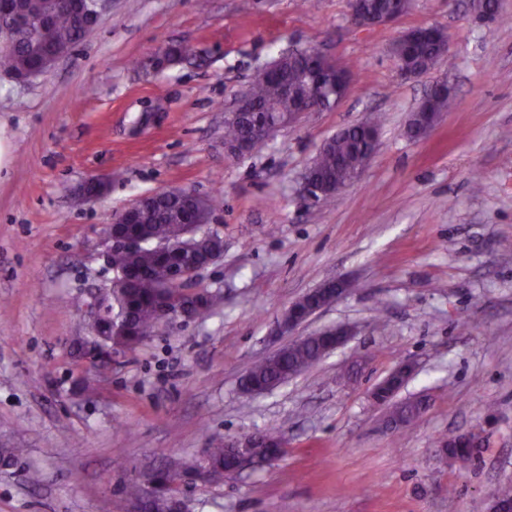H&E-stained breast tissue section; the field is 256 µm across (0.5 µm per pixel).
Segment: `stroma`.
<instances>
[{"mask_svg":"<svg viewBox=\"0 0 512 512\" xmlns=\"http://www.w3.org/2000/svg\"><path fill=\"white\" fill-rule=\"evenodd\" d=\"M438 26L450 52L402 77L391 52ZM190 55L159 67L158 50ZM316 46L353 63L349 94L251 153L229 157L224 121L255 73ZM455 106L420 139L411 113L439 78ZM382 114L377 150L334 205L298 181L321 144ZM101 199L76 204L89 176ZM184 189L212 201L223 258L198 285L203 320L160 326L101 371L76 359L77 297L108 285L103 225L138 196ZM353 288L292 333L288 307L325 280ZM339 324L344 347L271 392L239 389L276 348ZM398 397L428 401L398 429L374 387L405 362ZM280 429L272 464L182 487L192 512H487L512 487V0L482 21L471 0H412L359 29L349 0H112L49 74L0 75V512H128L147 468L197 458L208 438ZM479 430L467 465L442 437ZM42 482L32 486L31 470Z\"/></svg>","mask_w":512,"mask_h":512,"instance_id":"obj_1","label":"stroma"}]
</instances>
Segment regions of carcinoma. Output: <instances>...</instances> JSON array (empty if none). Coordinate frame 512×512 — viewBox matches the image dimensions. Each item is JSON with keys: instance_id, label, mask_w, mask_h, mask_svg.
<instances>
[{"instance_id": "1", "label": "carcinoma", "mask_w": 512, "mask_h": 512, "mask_svg": "<svg viewBox=\"0 0 512 512\" xmlns=\"http://www.w3.org/2000/svg\"><path fill=\"white\" fill-rule=\"evenodd\" d=\"M43 11L52 17L51 23L41 29L36 39L27 36L19 38L14 52L0 55V72L7 75L20 72L31 67L36 52L40 49L54 48L60 44L75 47L91 33L94 26L89 21H80L77 17L60 8V0H41ZM445 31L436 30L423 38L409 41L404 47V55L409 64L417 69H425L441 52L444 44ZM278 71L264 80L253 84L252 98L258 109L276 118L292 110L293 99L282 94L283 83H288L294 91L303 96L309 92L308 74L319 69V60L303 54H284L277 59ZM453 98L448 90L434 92L425 105L423 114L416 117L414 124L426 126L427 114L446 112L450 109ZM224 139L237 141L251 151L260 145L253 136L250 124L243 121L236 124H224ZM368 145L363 133L345 128L328 139L309 168L311 176L323 186L324 195L321 202L328 205L336 201V187L348 181L356 169ZM186 206V194L179 189L170 190L158 198L153 206L144 214L143 222L132 226V230L149 238L167 237L179 240L182 238V225L179 216ZM223 245L217 237L201 239L194 256L203 258L207 255L216 256L222 253ZM115 268L131 275V278L119 288L118 311L116 325L119 335L110 339L130 349L136 348L146 340L161 324V306L163 298L177 301L183 297L178 287L161 290L159 285L166 277L168 265L150 247H141L135 251L123 253L115 258ZM348 284L327 281L319 287L305 302L299 304L303 310L308 307L324 306L335 296L336 289L346 288ZM330 337L311 335L283 346L276 354L249 367L243 374L241 388L247 392L274 389L289 378L298 375L323 357L328 348ZM408 381L405 367L400 366L382 380L379 386V398L386 403L394 393L401 390ZM424 410L419 399L407 400L395 406L392 417L400 424H409ZM262 441L254 449L256 455L264 459L278 457L283 453L280 448L282 434L276 430L261 433ZM443 450L449 459L462 464L470 462L475 456L474 447L464 442H443ZM209 465L216 471L228 470L232 459L225 447L223 439H209L203 449ZM156 475L164 483L173 485L192 480L191 463L181 460H170L156 468ZM148 512H181L172 497L162 494L149 505Z\"/></svg>"}]
</instances>
